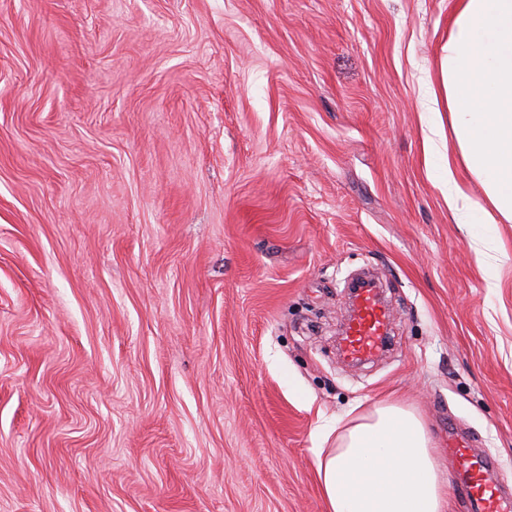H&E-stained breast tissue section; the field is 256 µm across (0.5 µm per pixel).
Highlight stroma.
<instances>
[{"label":"stroma","instance_id":"obj_1","mask_svg":"<svg viewBox=\"0 0 512 512\" xmlns=\"http://www.w3.org/2000/svg\"><path fill=\"white\" fill-rule=\"evenodd\" d=\"M452 13L0 0V512H325L322 430L384 401L512 483V224L426 148ZM366 268L395 351L350 367Z\"/></svg>","mask_w":512,"mask_h":512}]
</instances>
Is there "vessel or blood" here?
Instances as JSON below:
<instances>
[{"label":"vessel or blood","mask_w":512,"mask_h":512,"mask_svg":"<svg viewBox=\"0 0 512 512\" xmlns=\"http://www.w3.org/2000/svg\"><path fill=\"white\" fill-rule=\"evenodd\" d=\"M352 314L342 328L341 351L352 363H362L388 351L391 342V313L374 284L351 292ZM448 453L461 480L458 490L474 512H512V494L495 483L496 461L478 454L472 440L463 434L448 437Z\"/></svg>","instance_id":"b4317fda"}]
</instances>
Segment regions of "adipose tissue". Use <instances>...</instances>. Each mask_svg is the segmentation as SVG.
<instances>
[{
	"instance_id": "obj_1",
	"label": "adipose tissue",
	"mask_w": 512,
	"mask_h": 512,
	"mask_svg": "<svg viewBox=\"0 0 512 512\" xmlns=\"http://www.w3.org/2000/svg\"><path fill=\"white\" fill-rule=\"evenodd\" d=\"M452 143L448 168L482 184L468 224L512 223V0H456L442 64ZM325 512H445L448 478L411 410L372 406L317 451Z\"/></svg>"
}]
</instances>
